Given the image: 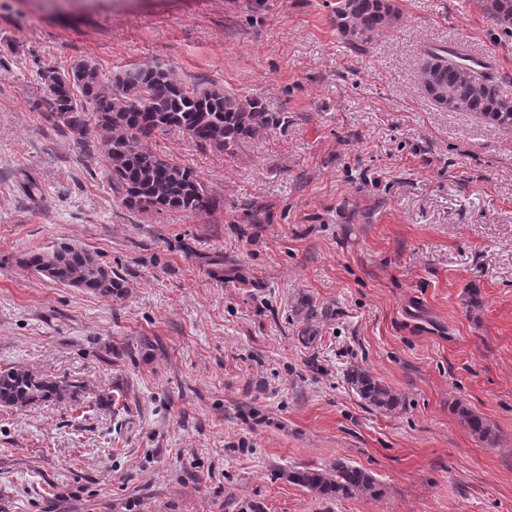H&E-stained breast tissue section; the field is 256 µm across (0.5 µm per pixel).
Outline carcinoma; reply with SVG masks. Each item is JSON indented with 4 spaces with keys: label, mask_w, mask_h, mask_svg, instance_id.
<instances>
[{
    "label": "carcinoma",
    "mask_w": 512,
    "mask_h": 512,
    "mask_svg": "<svg viewBox=\"0 0 512 512\" xmlns=\"http://www.w3.org/2000/svg\"><path fill=\"white\" fill-rule=\"evenodd\" d=\"M486 17L506 35H512V0H483ZM401 20L394 0H335L332 22L352 49L361 50ZM45 98L52 102L48 121L70 134L83 148L96 129L105 132L100 154L112 194L130 209H213L217 201L195 171L150 150L156 134L178 129L197 143L231 151L259 125L272 119L256 99H242L218 88L188 86L172 69L160 65L135 66L109 82L98 66L79 61L69 69L43 66L39 71ZM421 82L426 96L452 112H476L492 126L512 128V97L505 94L473 57L451 47L425 51ZM24 265L50 280L105 297H120L125 285L120 275L103 267L92 253L68 242L49 251L32 250ZM345 381L367 405L392 411L396 395L369 370L354 366ZM76 394V386L35 374L22 367L0 369V407L23 408L39 402L61 401ZM461 416L470 430L487 439L491 429L468 409ZM288 480L325 497L375 496L378 483L364 468L338 462L328 470L296 468Z\"/></svg>",
    "instance_id": "1"
}]
</instances>
